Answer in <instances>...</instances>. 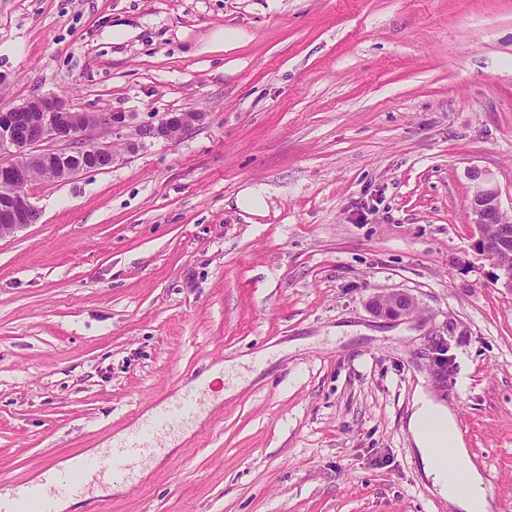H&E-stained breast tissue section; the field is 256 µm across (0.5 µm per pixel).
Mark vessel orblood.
I'll use <instances>...</instances> for the list:
<instances>
[{
    "label": "vessel or blood",
    "instance_id": "vessel-or-blood-1",
    "mask_svg": "<svg viewBox=\"0 0 512 512\" xmlns=\"http://www.w3.org/2000/svg\"><path fill=\"white\" fill-rule=\"evenodd\" d=\"M172 387L179 391V398L161 407L150 425L133 428L121 443L95 458L74 456L69 468L50 473L47 490L31 494L29 505L22 512H54L58 498L83 496L90 482L111 479L119 471L138 473L152 453L157 432L178 427L195 412L196 393L183 390L178 380L173 381Z\"/></svg>",
    "mask_w": 512,
    "mask_h": 512
}]
</instances>
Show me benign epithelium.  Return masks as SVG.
Listing matches in <instances>:
<instances>
[{
    "mask_svg": "<svg viewBox=\"0 0 512 512\" xmlns=\"http://www.w3.org/2000/svg\"><path fill=\"white\" fill-rule=\"evenodd\" d=\"M31 112L36 119L24 135L14 128L12 117ZM195 112L169 113L155 122L138 124L135 136L126 140L130 153L138 151L146 142L172 139L175 128L189 130L200 122ZM112 130V135L124 137L131 127L129 115L122 112L102 113L95 117L75 110L69 101L57 95L34 96L23 103L0 109V237L13 234L37 222L39 211L22 187L29 183L35 170L49 169L60 180H68L79 173L95 169L85 160L87 154L104 150L102 146L86 145L84 139L96 127ZM48 140L67 145L60 151L40 150L38 146ZM473 192L467 209V220L479 234L477 246L487 255L499 271L496 284L512 293V237L504 235L493 239L485 233L490 217L500 212L499 192L490 177L481 172L472 173ZM413 300L405 294L390 293L377 296L373 309L380 315L398 317L409 314Z\"/></svg>",
    "mask_w": 512,
    "mask_h": 512,
    "instance_id": "benign-epithelium-1",
    "label": "benign epithelium"
}]
</instances>
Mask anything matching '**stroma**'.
Instances as JSON below:
<instances>
[{
    "label": "stroma",
    "mask_w": 512,
    "mask_h": 512,
    "mask_svg": "<svg viewBox=\"0 0 512 512\" xmlns=\"http://www.w3.org/2000/svg\"><path fill=\"white\" fill-rule=\"evenodd\" d=\"M1 73L0 108L205 119L133 154L99 129L110 167L28 184L39 220L0 238V474L101 452L239 360L101 512H449L419 386L512 512V293L466 218L480 170L512 222V0H0ZM392 292L416 311L375 314ZM268 190L263 185H255L244 190L237 199L240 209L255 213L266 206Z\"/></svg>",
    "instance_id": "35a3bbf8"
}]
</instances>
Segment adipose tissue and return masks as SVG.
I'll return each instance as SVG.
<instances>
[{"instance_id":"1","label":"adipose tissue","mask_w":512,"mask_h":512,"mask_svg":"<svg viewBox=\"0 0 512 512\" xmlns=\"http://www.w3.org/2000/svg\"><path fill=\"white\" fill-rule=\"evenodd\" d=\"M407 430L435 493L454 512H486L487 489L478 467L462 439L455 411L432 392L417 388ZM450 447V459L437 451Z\"/></svg>"}]
</instances>
